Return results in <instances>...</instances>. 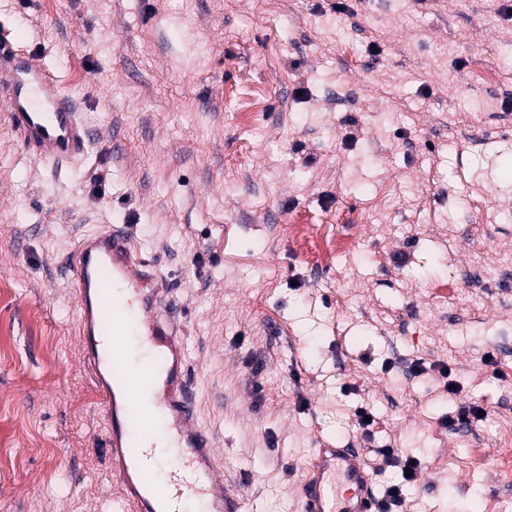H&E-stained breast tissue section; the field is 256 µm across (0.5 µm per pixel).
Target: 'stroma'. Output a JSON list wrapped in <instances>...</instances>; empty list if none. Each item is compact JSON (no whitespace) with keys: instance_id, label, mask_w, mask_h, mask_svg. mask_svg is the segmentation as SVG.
<instances>
[{"instance_id":"35a3bbf8","label":"stroma","mask_w":512,"mask_h":512,"mask_svg":"<svg viewBox=\"0 0 512 512\" xmlns=\"http://www.w3.org/2000/svg\"><path fill=\"white\" fill-rule=\"evenodd\" d=\"M337 1L0 0L95 133L43 163L0 122V512H121L70 271L112 228L253 512H300L320 439L379 496L376 449L419 458L404 512H512V0ZM326 237L353 248L307 262Z\"/></svg>"}]
</instances>
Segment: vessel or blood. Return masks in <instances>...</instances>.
Returning <instances> with one entry per match:
<instances>
[{
	"label": "vessel or blood",
	"mask_w": 512,
	"mask_h": 512,
	"mask_svg": "<svg viewBox=\"0 0 512 512\" xmlns=\"http://www.w3.org/2000/svg\"><path fill=\"white\" fill-rule=\"evenodd\" d=\"M0 118L35 159L54 164L83 158L93 134L75 97L54 70L0 26ZM72 277L77 293L81 359L104 415L108 472L124 512H178L172 487L187 491L200 512H246V496L225 483L215 444L188 396L186 344L167 313L156 270L133 250L129 233L80 239ZM154 392L149 411L175 442L172 458L156 457L132 436L135 392ZM300 512H377L373 472L355 448L319 442L300 481Z\"/></svg>",
	"instance_id": "b4317fda"
}]
</instances>
